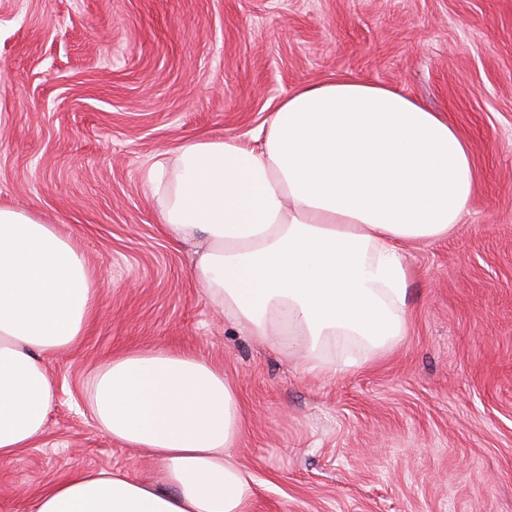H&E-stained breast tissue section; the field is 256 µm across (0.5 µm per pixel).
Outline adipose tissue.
Here are the masks:
<instances>
[{"instance_id": "adipose-tissue-1", "label": "adipose tissue", "mask_w": 512, "mask_h": 512, "mask_svg": "<svg viewBox=\"0 0 512 512\" xmlns=\"http://www.w3.org/2000/svg\"><path fill=\"white\" fill-rule=\"evenodd\" d=\"M147 182L192 274L245 335L304 366L326 346L396 345L408 329L407 245L448 236L477 191L464 136L399 90L339 74L284 97L252 140L184 145ZM96 288L57 225L0 208V458L44 433L47 360L83 336ZM100 426L160 465L155 482L78 470L35 512H247L252 475L232 458L242 412L222 371L187 353L131 351L96 375Z\"/></svg>"}]
</instances>
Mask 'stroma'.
<instances>
[{
  "instance_id": "35a3bbf8",
  "label": "stroma",
  "mask_w": 512,
  "mask_h": 512,
  "mask_svg": "<svg viewBox=\"0 0 512 512\" xmlns=\"http://www.w3.org/2000/svg\"><path fill=\"white\" fill-rule=\"evenodd\" d=\"M338 73L445 115L479 188L448 238L404 251L407 336L309 373L212 308L146 172ZM0 207L58 225L97 288L48 361L43 436L0 461V512L78 469L157 478L89 406L109 358L154 349L238 391L249 512H512V0H0Z\"/></svg>"
}]
</instances>
